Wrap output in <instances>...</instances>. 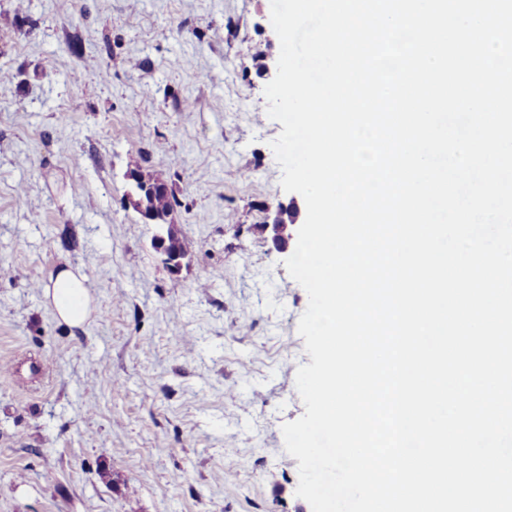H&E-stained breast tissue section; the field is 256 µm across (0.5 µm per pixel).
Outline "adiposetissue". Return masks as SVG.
<instances>
[{
	"instance_id": "ef3b65f1",
	"label": "adipose tissue",
	"mask_w": 512,
	"mask_h": 512,
	"mask_svg": "<svg viewBox=\"0 0 512 512\" xmlns=\"http://www.w3.org/2000/svg\"><path fill=\"white\" fill-rule=\"evenodd\" d=\"M44 298L58 319L74 328L83 327L92 312V297L84 275L69 268L50 278L44 287Z\"/></svg>"
}]
</instances>
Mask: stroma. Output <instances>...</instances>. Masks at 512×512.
Here are the masks:
<instances>
[{"label":"stroma","instance_id":"35a3bbf8","mask_svg":"<svg viewBox=\"0 0 512 512\" xmlns=\"http://www.w3.org/2000/svg\"><path fill=\"white\" fill-rule=\"evenodd\" d=\"M270 0H0V512H312L282 427L305 412L308 295L276 248ZM159 175L170 272L127 203ZM80 270L94 310L43 287ZM161 186V190H158L152 196H149L145 201L149 208L154 210L161 217L167 219L174 208L181 205V202L177 198L175 191L170 187L167 181L161 177L156 176L153 179H148ZM85 276L66 268L52 276L44 287V298L58 319L71 327L81 328L92 312V297L85 286Z\"/></svg>","mask_w":512,"mask_h":512}]
</instances>
